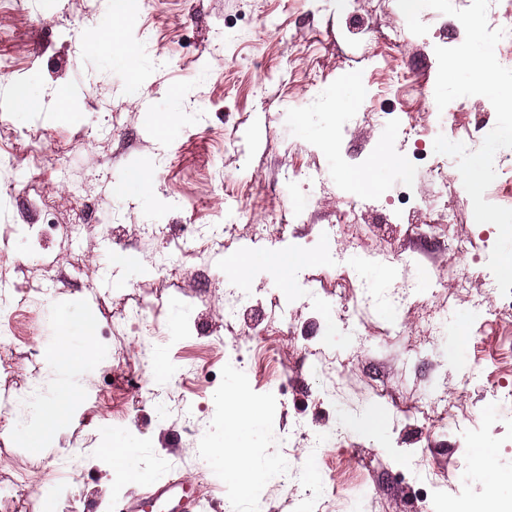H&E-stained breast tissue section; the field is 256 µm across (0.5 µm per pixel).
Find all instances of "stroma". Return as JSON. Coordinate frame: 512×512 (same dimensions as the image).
I'll return each instance as SVG.
<instances>
[{
	"mask_svg": "<svg viewBox=\"0 0 512 512\" xmlns=\"http://www.w3.org/2000/svg\"><path fill=\"white\" fill-rule=\"evenodd\" d=\"M109 17L107 0H0V54L13 64L0 78V119L10 134L0 147L17 151L23 182L0 207V280L18 285L12 299L17 341H0V400L41 382L52 389L59 320L91 317L112 329L134 306L141 326L126 327L119 343L97 339V360L72 364L74 400L53 421L34 418L30 438L16 422L0 426V491L11 492L10 512H30L35 498L55 512H115L116 504L150 486L117 479L102 450L115 439L137 450L139 469L174 473L193 482L200 512H222L226 499L240 512H305L310 485L261 486L259 498L227 483L222 469L201 463L203 439L224 432L222 396L228 384L265 403L274 379L286 381L275 431L254 438L246 453L257 465L311 455L309 436L331 428L345 441L323 450L336 492L324 512H418L425 474L440 471L446 497L485 495L471 472V442L494 448L501 473L512 474V419L484 427L491 389H512V349L494 326L477 319L465 293L449 297L460 277L483 285V256L470 251L449 262L456 239L497 238L478 224L457 169L442 175L420 169L417 208L395 215L394 205L362 194L353 224L326 241L341 267L304 266L319 296L335 300L332 317L349 318L333 351L346 365L321 374L301 365V339L321 334L309 306L288 298L269 256L289 252L287 240L252 241L257 224H282L289 236H311L315 226L340 220L352 175L376 171L380 186L401 177L400 164L416 147L432 150L438 63L434 47L454 46L461 22L437 11L421 13L429 37L411 33L397 0H140L129 12L122 44L137 54L138 82L129 85L113 46L92 35ZM369 86L368 118L340 132L336 90L347 81ZM36 94L40 108L17 111L12 87ZM180 89L173 99L172 89ZM71 100L60 110L59 98ZM171 112L166 136L159 113ZM403 113L412 138L387 140L378 115ZM321 171L325 189L288 185L295 170ZM146 171L147 197L118 194L135 171ZM90 215L79 239L64 227L82 206ZM449 215L445 234L427 225ZM45 224L40 243L16 233ZM160 232L148 239L144 225ZM204 228L213 245L196 258L175 260L189 225ZM250 255L245 288L255 301L237 324L224 320V278L230 261ZM439 277L436 293L427 287ZM373 292L370 307L344 305L352 285ZM452 303L447 335L426 334V317ZM264 333L252 351L238 333ZM121 358H113V351ZM239 352L242 365L228 364ZM170 367L167 395L191 407L194 428L176 415L161 417L134 406L130 367ZM448 401V431L406 414L424 401ZM123 405V431L112 407ZM382 419L380 431L369 427ZM307 436L278 437L294 420ZM70 454L73 479L60 489L48 479L57 451ZM27 483L16 490L19 467Z\"/></svg>",
	"mask_w": 512,
	"mask_h": 512,
	"instance_id": "obj_1",
	"label": "stroma"
}]
</instances>
